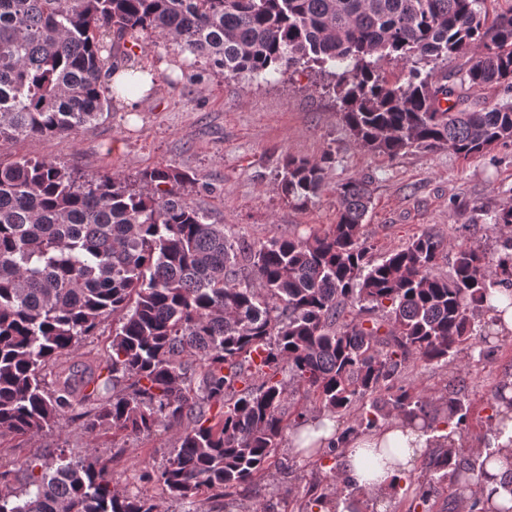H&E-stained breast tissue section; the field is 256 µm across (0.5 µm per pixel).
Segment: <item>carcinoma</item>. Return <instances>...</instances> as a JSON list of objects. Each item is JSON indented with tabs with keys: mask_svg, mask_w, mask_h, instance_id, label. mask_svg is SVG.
I'll list each match as a JSON object with an SVG mask.
<instances>
[{
	"mask_svg": "<svg viewBox=\"0 0 512 512\" xmlns=\"http://www.w3.org/2000/svg\"><path fill=\"white\" fill-rule=\"evenodd\" d=\"M483 2L0 0V146L101 118L114 42L150 32L232 78L333 67L343 120L370 152L479 154L512 142V99L470 110L461 93L465 85L512 90V13L488 26ZM473 46L480 52L458 83L431 66ZM392 56L411 64L402 85L377 69ZM330 160L288 156L279 182L288 201L304 207L316 198ZM138 181L81 180L51 161L0 159V437L61 424L88 380L76 370L48 381L47 370L117 314L106 376L81 396L79 418L93 437L184 426L166 463L145 472L170 501L208 493L233 504L263 476L289 428L288 389L276 379L284 366L314 407L351 416L328 449L309 448L319 457L392 415L425 429L446 424L459 437L469 429L472 402L461 390L450 384L427 396L403 383L401 369L488 355L477 326L494 311L489 287H512L511 205L494 218L500 250L490 257L461 247L441 277L434 269L449 242L433 230L379 262L366 258L372 192L363 179L336 186V223L326 230L258 243L208 222L184 197L194 183L188 173L145 169ZM506 389L493 394L488 420L512 410ZM494 454L433 449L429 479L410 484L413 502L431 512L442 490L457 500ZM347 490L336 481L298 512ZM0 512L160 509L119 492L98 460L80 458L0 470Z\"/></svg>",
	"mask_w": 512,
	"mask_h": 512,
	"instance_id": "cac0c4a2",
	"label": "carcinoma"
}]
</instances>
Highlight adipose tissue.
<instances>
[{"instance_id": "obj_1", "label": "adipose tissue", "mask_w": 512, "mask_h": 512, "mask_svg": "<svg viewBox=\"0 0 512 512\" xmlns=\"http://www.w3.org/2000/svg\"><path fill=\"white\" fill-rule=\"evenodd\" d=\"M343 437L344 448L338 474L349 485L350 495L335 499L325 512H368L369 505L384 507L394 490L403 489L421 449L447 447L457 437L450 427L427 431L387 419L377 429L342 436L337 422L329 416L307 421L292 433L293 440ZM371 448L398 449V462L385 469L370 470L367 451Z\"/></svg>"}]
</instances>
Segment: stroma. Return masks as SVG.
Masks as SVG:
<instances>
[{"label": "stroma", "instance_id": "1", "mask_svg": "<svg viewBox=\"0 0 512 512\" xmlns=\"http://www.w3.org/2000/svg\"><path fill=\"white\" fill-rule=\"evenodd\" d=\"M150 70L151 89L134 105L113 98L104 117L79 131L11 142V158L47 159L74 175L109 173L133 180L151 168H177L195 179L188 199L210 223L249 242L273 236H302L335 223L336 187L348 178L371 183L372 203L364 221L368 257L378 261L423 230L433 229L452 244L493 250L499 233L495 214L512 204V144L476 155L448 149H412L389 159L362 149L345 125L327 73L297 66L257 80L229 78L209 63L163 37L145 33L128 61ZM331 153L325 188L303 207L289 204L279 188L286 156L320 158ZM116 318L101 322L95 335L60 364L96 368L111 352ZM512 375V334L502 335L494 354L484 359L460 354L445 367L409 361L406 383L427 392L460 382L462 393L478 406L462 440L467 452L485 448L488 402ZM183 431L174 425L155 434L127 437L111 432L89 437L77 412L60 428L32 439L0 438V467L42 456L96 458L106 464L118 490L163 501L160 488L146 482V468L161 465ZM333 460L312 468L284 435L269 473L249 486L244 506L273 503L276 512H296L300 503L324 492L335 477Z\"/></svg>", "mask_w": 512, "mask_h": 512}]
</instances>
